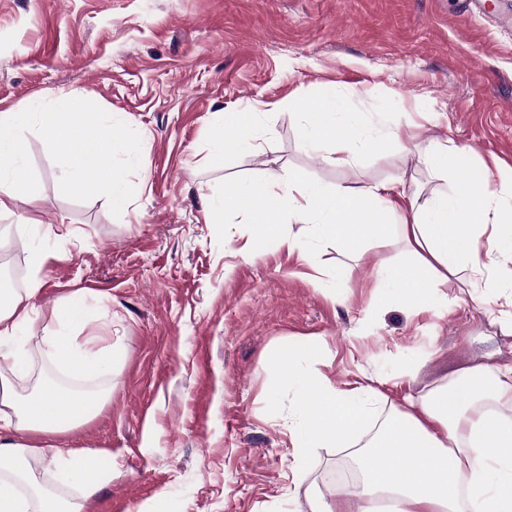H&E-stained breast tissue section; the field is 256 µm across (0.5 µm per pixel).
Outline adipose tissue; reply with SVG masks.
I'll list each match as a JSON object with an SVG mask.
<instances>
[{"label": "adipose tissue", "mask_w": 512, "mask_h": 512, "mask_svg": "<svg viewBox=\"0 0 512 512\" xmlns=\"http://www.w3.org/2000/svg\"><path fill=\"white\" fill-rule=\"evenodd\" d=\"M301 118L315 138L329 143L323 156L329 165L352 163L372 143L355 114L341 110L335 98L322 99ZM440 162L463 175L448 190L423 199L386 184L329 189L298 172L270 185L234 188L228 198L242 223L271 224L277 215L270 199L278 197L290 220L343 251L352 250L363 235L396 230L413 259L386 270L383 287L414 292L447 284L462 272L478 283L487 270L486 256L512 252V211L503 198L512 191V167L473 163L469 151L455 146L445 147ZM384 215L397 217L395 228L381 224ZM46 260L45 250L30 249L26 288L0 289V362L8 367L0 372V512H83L85 499L112 474L111 460L99 454L28 442L32 435L69 433L110 399L106 390L65 398L47 383L24 397L14 389L15 380L32 370L18 343L33 331ZM50 319L63 329L48 340L59 367L81 377L111 369L112 348L95 350L69 334L95 319L82 296L55 306ZM279 360L281 376L299 402L291 425L296 463H303L312 448L354 447L369 425L379 426L362 454L359 485L337 489L331 504L311 498V512H377L382 501L389 512H512V416L498 409L499 403L512 404V368L495 372L482 363L462 368L382 420L374 387L338 388L302 370L286 350ZM35 461L53 466L56 482L77 487L79 498L65 500L46 490L31 468Z\"/></svg>", "instance_id": "adipose-tissue-1"}]
</instances>
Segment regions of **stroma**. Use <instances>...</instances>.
Segmentation results:
<instances>
[{
	"instance_id": "1",
	"label": "stroma",
	"mask_w": 512,
	"mask_h": 512,
	"mask_svg": "<svg viewBox=\"0 0 512 512\" xmlns=\"http://www.w3.org/2000/svg\"><path fill=\"white\" fill-rule=\"evenodd\" d=\"M79 90L144 135L146 170L131 205L61 194L45 142L26 133L35 202L0 216V269L26 266L33 217L69 224L79 239H43L49 259L26 341L29 392L52 364L40 337L50 310L74 294L94 304L87 335L114 346L111 372L73 378L111 389L66 447L112 460L86 512H309L310 493L334 501L359 479L354 455L315 448L293 464L288 417L297 402L275 365L284 347L317 345L307 370L347 388L378 385L379 409L403 407L449 372L512 366L493 289L467 277L408 297L379 287L411 254L397 234L354 251L313 240L280 213L281 247L211 209L232 184L302 173L330 188L403 184L446 189L456 171L427 161L438 143L473 161L512 167V0H0V110ZM344 99L363 124L400 125L346 166L327 165L299 114ZM219 112L256 113L259 136L212 156Z\"/></svg>"
}]
</instances>
